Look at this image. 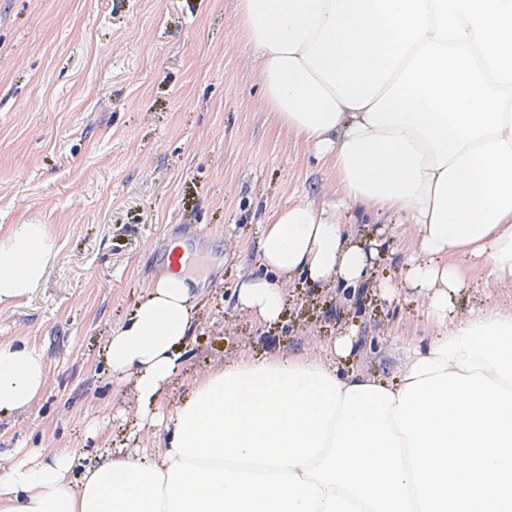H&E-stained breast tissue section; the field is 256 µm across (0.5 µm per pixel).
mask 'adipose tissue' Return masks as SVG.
Segmentation results:
<instances>
[{"instance_id":"1","label":"adipose tissue","mask_w":512,"mask_h":512,"mask_svg":"<svg viewBox=\"0 0 512 512\" xmlns=\"http://www.w3.org/2000/svg\"><path fill=\"white\" fill-rule=\"evenodd\" d=\"M259 52L279 123L343 167L341 149L366 109L334 97L300 53ZM342 192L363 211L404 214L415 229L404 243L411 281L427 291L438 334L402 347L396 382L328 366L321 345L244 357L196 378L165 439L142 434L143 444L161 445L162 465L126 457L85 468L75 483L69 449L45 451L41 463L10 455L0 470V512H512V317L491 308L449 314V297L467 282L458 266L423 250L431 221L419 204ZM53 252L44 225H15L0 241V301L37 288ZM443 252L484 257L486 279L512 288V213ZM261 262L265 275L240 282L236 298L273 321L288 275L356 283L370 254L347 245L342 226L306 203L268 225ZM190 299L182 277L165 276L106 340L112 371L135 373L143 409L158 400L188 339ZM45 378L39 349L0 342V410L30 405Z\"/></svg>"}]
</instances>
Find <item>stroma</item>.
I'll return each mask as SVG.
<instances>
[{
  "instance_id": "obj_1",
  "label": "stroma",
  "mask_w": 512,
  "mask_h": 512,
  "mask_svg": "<svg viewBox=\"0 0 512 512\" xmlns=\"http://www.w3.org/2000/svg\"><path fill=\"white\" fill-rule=\"evenodd\" d=\"M239 0H0V239L44 225L49 272L27 296L0 302V341L39 348L46 383L29 406L0 410V454L75 451L70 478L117 457L161 463L141 447L189 395L198 372L240 357L301 352L355 331L326 363L393 382L395 348L437 326L405 279L408 225L339 206L331 160L297 142L267 106L237 26ZM310 201L371 250L354 285L291 278L284 316L241 308L235 286L260 274L269 219ZM196 236L193 333L164 381L155 421L142 418L136 376L112 375L106 338L162 278L166 246ZM469 286L455 311L512 315V292L479 262L452 254ZM348 297L337 314L323 299Z\"/></svg>"
}]
</instances>
